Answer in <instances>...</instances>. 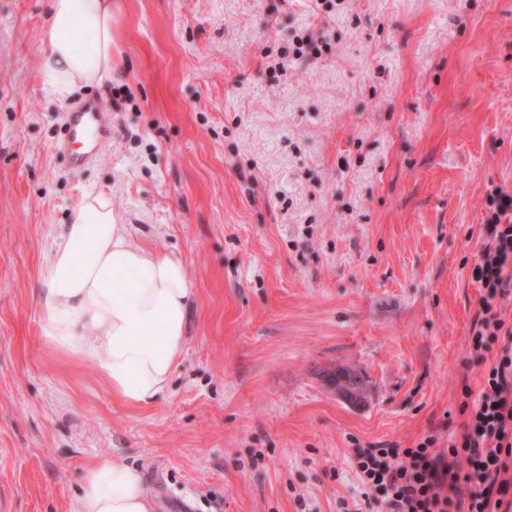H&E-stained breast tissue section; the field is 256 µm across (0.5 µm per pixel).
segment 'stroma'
I'll return each mask as SVG.
<instances>
[{
  "label": "stroma",
  "instance_id": "stroma-1",
  "mask_svg": "<svg viewBox=\"0 0 512 512\" xmlns=\"http://www.w3.org/2000/svg\"><path fill=\"white\" fill-rule=\"evenodd\" d=\"M45 9L0 0V512H71L104 455L156 512H382L353 450L447 441L483 376L470 271L512 194V0H112V80L65 104ZM307 33L325 47L295 57ZM87 99L112 138L76 171L55 146ZM90 190L197 284L146 406L44 336L38 272Z\"/></svg>",
  "mask_w": 512,
  "mask_h": 512
}]
</instances>
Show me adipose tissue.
I'll return each mask as SVG.
<instances>
[{
  "label": "adipose tissue",
  "instance_id": "obj_1",
  "mask_svg": "<svg viewBox=\"0 0 512 512\" xmlns=\"http://www.w3.org/2000/svg\"><path fill=\"white\" fill-rule=\"evenodd\" d=\"M39 76L63 104L111 79L112 0H48ZM196 295L183 259L133 245L110 200L92 191L61 225L37 282L48 344L91 361L133 406L165 392ZM73 512H156V504L139 469L104 456L81 474Z\"/></svg>",
  "mask_w": 512,
  "mask_h": 512
}]
</instances>
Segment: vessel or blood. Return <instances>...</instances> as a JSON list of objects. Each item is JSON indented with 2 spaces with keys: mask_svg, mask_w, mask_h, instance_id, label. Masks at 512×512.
Here are the masks:
<instances>
[{
  "mask_svg": "<svg viewBox=\"0 0 512 512\" xmlns=\"http://www.w3.org/2000/svg\"><path fill=\"white\" fill-rule=\"evenodd\" d=\"M110 118L96 103L89 102L69 115V137L58 142L57 148L66 154L73 168L79 169L94 160L100 153L102 143L110 136ZM86 138L88 145L83 150L73 149L78 138Z\"/></svg>",
  "mask_w": 512,
  "mask_h": 512,
  "instance_id": "1",
  "label": "vessel or blood"
}]
</instances>
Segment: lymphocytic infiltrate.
<instances>
[{"mask_svg":"<svg viewBox=\"0 0 512 512\" xmlns=\"http://www.w3.org/2000/svg\"><path fill=\"white\" fill-rule=\"evenodd\" d=\"M489 205L487 243L471 270L481 288L471 340L487 366L481 387L464 388L468 416L447 446L429 435L412 448L356 449V474L386 512H512V325L499 311L512 287V196L494 193Z\"/></svg>","mask_w":512,"mask_h":512,"instance_id":"f902f5d3","label":"lymphocytic infiltrate"}]
</instances>
